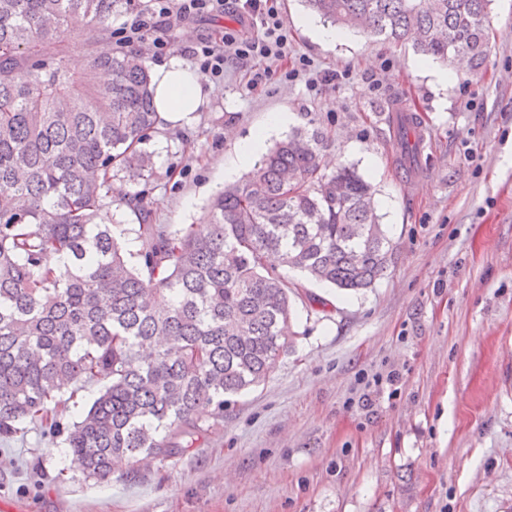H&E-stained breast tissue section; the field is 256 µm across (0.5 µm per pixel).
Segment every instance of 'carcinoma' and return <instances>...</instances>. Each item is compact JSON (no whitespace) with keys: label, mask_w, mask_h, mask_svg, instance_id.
<instances>
[{"label":"carcinoma","mask_w":512,"mask_h":512,"mask_svg":"<svg viewBox=\"0 0 512 512\" xmlns=\"http://www.w3.org/2000/svg\"><path fill=\"white\" fill-rule=\"evenodd\" d=\"M134 2L0 0V436L38 421L100 481L128 458L179 456L200 414L223 417L224 396L270 377L290 347L286 271L359 291L393 253L374 188L324 167L318 127L278 141L213 198L205 225L172 234L144 193L112 201V173L152 177L144 144L160 124L144 57L97 50ZM305 2L437 61L475 71L486 55L490 0ZM71 28L87 32L83 61L51 51ZM112 206L139 219L129 257L99 222ZM92 383L89 409L61 423L63 388Z\"/></svg>","instance_id":"carcinoma-1"}]
</instances>
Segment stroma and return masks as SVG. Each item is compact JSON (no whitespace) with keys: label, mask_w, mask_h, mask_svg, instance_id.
Returning a JSON list of instances; mask_svg holds the SVG:
<instances>
[{"label":"stroma","mask_w":512,"mask_h":512,"mask_svg":"<svg viewBox=\"0 0 512 512\" xmlns=\"http://www.w3.org/2000/svg\"><path fill=\"white\" fill-rule=\"evenodd\" d=\"M295 54L350 71L315 93L304 81L249 85L251 63L209 81L190 125L158 127L145 191L151 221L201 224L230 184L239 140L268 113L329 136V166L347 164L391 202L394 251L373 288L354 293L292 271L293 343L258 387L226 396L224 418L172 460L85 478L62 440L37 423L0 439V502L23 512H512V8L491 0L477 75L443 87L411 45L353 34L333 48L297 24L302 0H280ZM216 14L172 34L174 53L221 38ZM418 116L406 152L396 109ZM330 300V310L309 295ZM397 371L393 398L359 406L365 382Z\"/></svg>","instance_id":"stroma-1"}]
</instances>
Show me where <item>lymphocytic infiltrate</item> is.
<instances>
[{
    "mask_svg": "<svg viewBox=\"0 0 512 512\" xmlns=\"http://www.w3.org/2000/svg\"><path fill=\"white\" fill-rule=\"evenodd\" d=\"M216 12L236 16L238 26L220 41L200 39L188 47L187 54L200 63L216 79H223L231 60L266 59L279 62V69L255 70L252 88L267 86L272 79L282 81L306 78L311 88H329L343 80V73H317L309 58L292 57L288 43V27L278 8V0H149L145 9L112 31L113 42L121 48H132L151 41L156 54L169 52V33L177 25Z\"/></svg>",
    "mask_w": 512,
    "mask_h": 512,
    "instance_id": "lymphocytic-infiltrate-1",
    "label": "lymphocytic infiltrate"
}]
</instances>
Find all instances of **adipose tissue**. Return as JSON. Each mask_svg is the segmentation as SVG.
I'll list each match as a JSON object with an SVG mask.
<instances>
[{"mask_svg": "<svg viewBox=\"0 0 512 512\" xmlns=\"http://www.w3.org/2000/svg\"><path fill=\"white\" fill-rule=\"evenodd\" d=\"M151 81L155 110L163 123L173 127L189 123L203 103L206 75L173 55L155 63Z\"/></svg>", "mask_w": 512, "mask_h": 512, "instance_id": "1", "label": "adipose tissue"}]
</instances>
